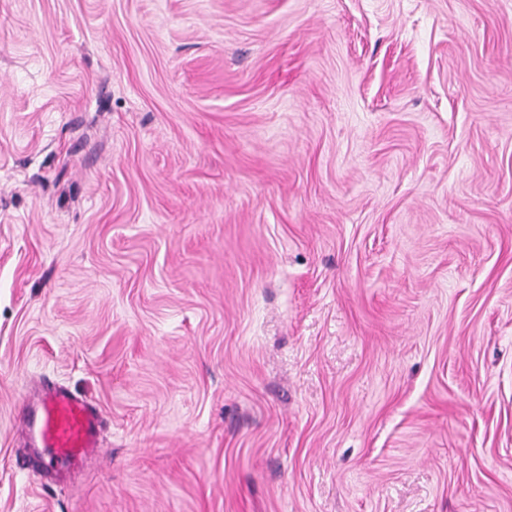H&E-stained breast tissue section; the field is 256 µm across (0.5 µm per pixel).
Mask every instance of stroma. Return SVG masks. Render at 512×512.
<instances>
[{
	"label": "stroma",
	"instance_id": "stroma-1",
	"mask_svg": "<svg viewBox=\"0 0 512 512\" xmlns=\"http://www.w3.org/2000/svg\"><path fill=\"white\" fill-rule=\"evenodd\" d=\"M0 512H512V0H0ZM102 419L87 400L61 387H47L25 406L23 428L44 469L78 472L99 455Z\"/></svg>",
	"mask_w": 512,
	"mask_h": 512
}]
</instances>
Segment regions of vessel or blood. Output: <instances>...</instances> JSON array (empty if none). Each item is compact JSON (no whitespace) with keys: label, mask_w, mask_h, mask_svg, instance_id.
I'll list each match as a JSON object with an SVG mask.
<instances>
[{"label":"vessel or blood","mask_w":512,"mask_h":512,"mask_svg":"<svg viewBox=\"0 0 512 512\" xmlns=\"http://www.w3.org/2000/svg\"><path fill=\"white\" fill-rule=\"evenodd\" d=\"M102 419L87 400L47 387L25 406L23 428L38 445L44 469L78 472L99 454Z\"/></svg>","instance_id":"vessel-or-blood-1"}]
</instances>
